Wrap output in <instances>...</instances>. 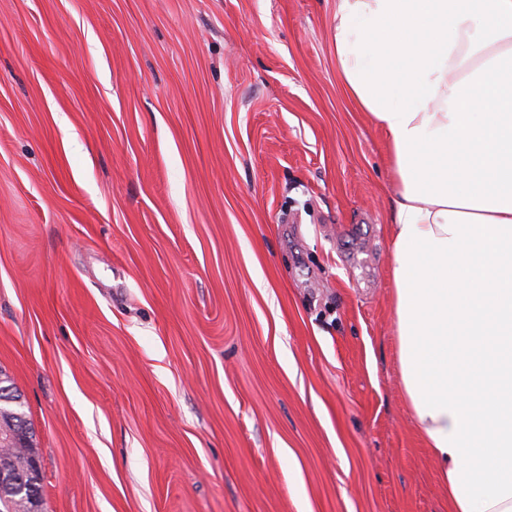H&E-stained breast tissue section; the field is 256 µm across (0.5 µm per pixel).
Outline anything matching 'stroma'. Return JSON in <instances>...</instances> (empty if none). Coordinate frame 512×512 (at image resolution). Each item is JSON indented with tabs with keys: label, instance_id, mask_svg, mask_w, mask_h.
<instances>
[{
	"label": "stroma",
	"instance_id": "stroma-1",
	"mask_svg": "<svg viewBox=\"0 0 512 512\" xmlns=\"http://www.w3.org/2000/svg\"><path fill=\"white\" fill-rule=\"evenodd\" d=\"M335 12L0 0V371L45 512H448Z\"/></svg>",
	"mask_w": 512,
	"mask_h": 512
}]
</instances>
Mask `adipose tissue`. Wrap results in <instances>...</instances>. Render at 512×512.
<instances>
[{"label": "adipose tissue", "mask_w": 512, "mask_h": 512, "mask_svg": "<svg viewBox=\"0 0 512 512\" xmlns=\"http://www.w3.org/2000/svg\"><path fill=\"white\" fill-rule=\"evenodd\" d=\"M383 131L399 385L449 512H512V0H336Z\"/></svg>", "instance_id": "obj_1"}]
</instances>
